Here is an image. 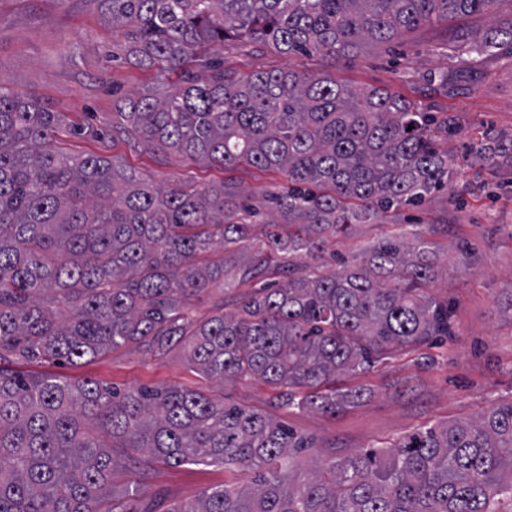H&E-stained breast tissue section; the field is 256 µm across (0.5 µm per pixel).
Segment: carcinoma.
<instances>
[{"mask_svg":"<svg viewBox=\"0 0 512 512\" xmlns=\"http://www.w3.org/2000/svg\"><path fill=\"white\" fill-rule=\"evenodd\" d=\"M154 71L117 106L118 137L224 171L283 175L267 243H252L238 184L154 187L101 153L54 145L64 115L0 81V512H129L122 471L151 464L242 467L251 484L210 488L166 512H512V400L475 419L417 429L383 448L291 473L307 442L267 413L179 387L123 392L91 379L29 376L10 357L73 363L131 342L156 356L182 346L204 377L260 380L276 404L336 412L361 389L336 386L452 328L426 294L431 243L415 224L362 261L322 274L306 262L355 224L420 206L454 178L439 135L455 128L386 90L331 74L224 69V42L336 63L435 20L497 0H99ZM472 35L466 54L498 48ZM177 81L171 82V75ZM495 168L512 137L476 150ZM284 278L203 322L189 297Z\"/></svg>","mask_w":512,"mask_h":512,"instance_id":"1","label":"carcinoma"}]
</instances>
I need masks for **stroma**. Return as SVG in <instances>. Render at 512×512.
I'll return each mask as SVG.
<instances>
[{
	"label": "stroma",
	"mask_w": 512,
	"mask_h": 512,
	"mask_svg": "<svg viewBox=\"0 0 512 512\" xmlns=\"http://www.w3.org/2000/svg\"><path fill=\"white\" fill-rule=\"evenodd\" d=\"M492 26L512 29V0H499L489 15L421 25L340 61L335 69L344 84L403 96L427 111L453 115L457 126L445 144L456 160L453 191L435 192L423 206L399 216L400 223L423 225L433 244L431 258L439 275L428 293L451 306L453 333L367 373L342 377V388L367 389L364 400L333 413L280 408L268 384L228 380L220 386L194 371L181 350L159 358L136 343L74 364L16 356L13 368L92 379L120 391L178 386L224 393L237 404L272 415L310 441L298 458L302 477L314 463L386 446L436 423L473 419L495 403L512 399V166L493 171L474 154L487 136L512 135V43L502 42L496 52L475 61L451 50L455 38ZM223 59L225 70L240 74L327 70L326 63L314 57L241 42L225 43ZM440 71L452 76V92L431 90L424 82V75ZM153 77V71L128 63L125 41L113 32L97 0H0V81L65 116L55 136L57 147L113 155L157 186L177 181L201 189L221 181V170L183 154H140L128 142L113 138L116 102L140 92ZM234 176L257 213L252 234L264 241L268 199L283 191L287 181L253 167L238 169ZM391 230L386 223L355 225L349 234L331 241L313 264L325 274L338 271L343 260L358 264L363 250ZM463 243L469 247L464 258L457 251ZM273 280V275L263 274L230 296L210 288L192 296L189 305L196 317L205 318L221 304L251 295ZM250 479L237 467L158 464L147 475L129 474L124 481L134 512H166L171 505L196 500L209 488L243 487Z\"/></svg>",
	"instance_id": "stroma-1"
}]
</instances>
